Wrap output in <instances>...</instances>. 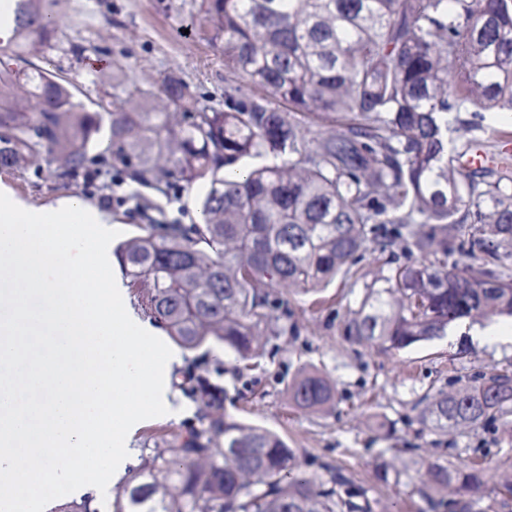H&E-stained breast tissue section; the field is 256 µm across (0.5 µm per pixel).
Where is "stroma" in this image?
<instances>
[{
  "instance_id": "1",
  "label": "stroma",
  "mask_w": 512,
  "mask_h": 512,
  "mask_svg": "<svg viewBox=\"0 0 512 512\" xmlns=\"http://www.w3.org/2000/svg\"><path fill=\"white\" fill-rule=\"evenodd\" d=\"M201 0H44V12L60 18L58 47L37 53L33 61L45 71L68 77L78 98L91 103L100 95L90 79L109 71V63H126V78L157 82L180 75L191 91L211 105H224V56L211 32L198 21ZM86 45L82 57L65 54L69 43ZM33 205L50 207L75 196L108 214L122 238L136 232L139 218L120 196L144 195L130 184L86 192L83 183L58 187L47 165L1 172L0 188ZM387 267L365 254L348 275L337 276L319 296L289 295L288 307L296 335L266 343L257 369L237 373L234 357L223 347L208 352L207 374L224 387V411L270 429L295 448L303 471L325 476L327 467L342 469L366 491L374 512H427L420 475L427 463L447 459L449 444L479 449L487 471L512 458V437L500 425H486L449 439L425 428L419 398L447 388L458 377H471L512 364V339L488 345L474 340L457 325L453 338L420 343L397 353L362 348L349 342L345 324L359 308L367 284L386 275ZM317 368L336 388L333 406L312 413L292 406L288 384L304 366ZM167 415L147 420L133 446L138 455L162 446L170 431L195 423L199 405L179 388H172ZM400 449L397 474L384 475L382 464Z\"/></svg>"
}]
</instances>
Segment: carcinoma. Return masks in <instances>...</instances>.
<instances>
[{
  "instance_id": "obj_1",
  "label": "carcinoma",
  "mask_w": 512,
  "mask_h": 512,
  "mask_svg": "<svg viewBox=\"0 0 512 512\" xmlns=\"http://www.w3.org/2000/svg\"><path fill=\"white\" fill-rule=\"evenodd\" d=\"M42 0H13L0 41V171L45 163L68 186L109 170L167 196L198 182L201 221L139 210L140 233L113 249L150 319L192 353L180 388L198 423L146 456L113 512H373L341 471L299 470L276 433L224 413V387L194 352L216 341L238 362L294 334L282 293H316L363 254L388 274L366 286L345 325L360 347L400 352L462 320L512 317V177L462 172L453 112H512V0H202L224 54V109L168 74L122 80L97 109L77 87L29 59L55 48ZM419 265L391 266L396 249ZM482 261L468 276L459 257ZM335 392L314 368L288 384L289 402L322 412ZM419 418L442 435L501 422L512 435V368L425 395ZM478 461L427 464L421 494L482 484ZM512 502V461L484 506Z\"/></svg>"
}]
</instances>
